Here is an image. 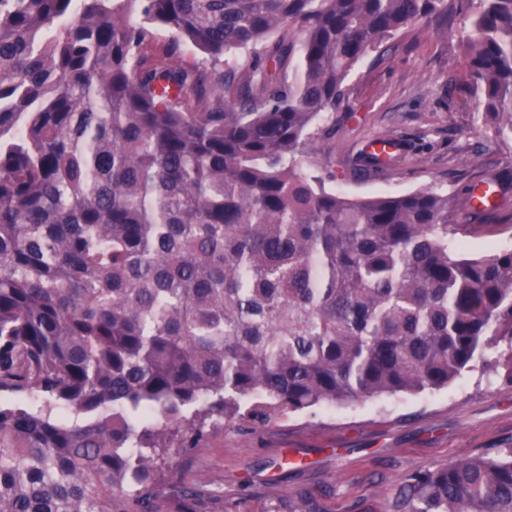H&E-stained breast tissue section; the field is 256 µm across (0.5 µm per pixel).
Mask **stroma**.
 <instances>
[{
    "mask_svg": "<svg viewBox=\"0 0 512 512\" xmlns=\"http://www.w3.org/2000/svg\"><path fill=\"white\" fill-rule=\"evenodd\" d=\"M468 31L462 15L445 34L422 22L367 53L309 162L328 163V187L357 199L434 187L465 207L470 184L495 180L496 211L461 238L465 252L481 256L512 248V145L485 131L464 63ZM386 136L406 146L388 174L354 178L356 151ZM496 357L489 352L486 365L439 391L217 422L196 447L173 455L168 475L223 491L224 512H300L304 499L313 512H396L410 474L512 448V380L494 368Z\"/></svg>",
    "mask_w": 512,
    "mask_h": 512,
    "instance_id": "stroma-1",
    "label": "stroma"
}]
</instances>
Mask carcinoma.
<instances>
[{"instance_id":"carcinoma-1","label":"carcinoma","mask_w":512,"mask_h":512,"mask_svg":"<svg viewBox=\"0 0 512 512\" xmlns=\"http://www.w3.org/2000/svg\"><path fill=\"white\" fill-rule=\"evenodd\" d=\"M457 11L512 142V0H0V512H224L165 473L211 423L446 388L502 342L512 381V250L303 163L368 51ZM397 507L512 512V448Z\"/></svg>"}]
</instances>
